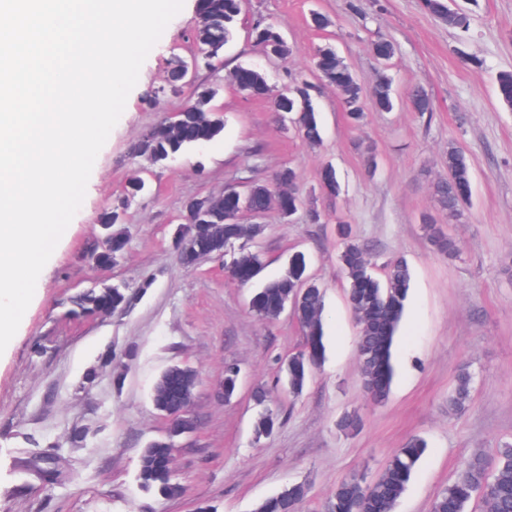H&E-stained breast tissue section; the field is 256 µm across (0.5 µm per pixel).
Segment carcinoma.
Here are the masks:
<instances>
[{
    "instance_id": "carcinoma-1",
    "label": "carcinoma",
    "mask_w": 512,
    "mask_h": 512,
    "mask_svg": "<svg viewBox=\"0 0 512 512\" xmlns=\"http://www.w3.org/2000/svg\"><path fill=\"white\" fill-rule=\"evenodd\" d=\"M243 0H198V24L191 34L195 50L206 60L201 66L212 72L222 68L224 48L236 35V23L242 11ZM426 11L448 27L466 32L471 25L469 12L453 6V0H424ZM251 38L255 46L266 54H275L286 60L293 50L280 39L277 28L259 18L254 21ZM370 53L379 61L388 62L396 52L395 44L381 36L369 45ZM313 68L323 81L336 88L345 116L350 125L359 128L366 118V104L378 112L394 110L392 78L382 73L372 86H367L338 55L331 46L316 48L312 57ZM186 85V78L174 58L163 83L154 91L155 95L166 94ZM239 90L257 96L267 93L270 109L275 114H291V122L297 135L309 145L322 139L313 103V86L305 80H295L283 90L273 91L265 77L251 69V81ZM497 98L501 105L512 109V71L503 70L496 77ZM209 95L207 88L198 86L181 109L179 123L157 124L162 135L150 128L131 145L133 158L159 165L170 157L185 152L202 141L218 138L224 123L206 103L200 99ZM411 110L420 115H430L433 103L428 92L415 85L407 92ZM445 174L432 183L433 195L443 210L448 211V222H459L465 216L471 199V165L466 154L455 145L448 146L444 161ZM296 171L284 167L276 172L269 184L253 186L252 208L266 207L268 195L277 190L285 206L295 213L301 209L303 200L297 189ZM320 183L323 190L339 192L340 184L336 170L326 166L322 169ZM145 188V182L133 180L117 207L99 217L105 226L106 236L102 247L94 258L107 264L120 256L128 244L122 231H112L110 215H119ZM238 202L231 195L224 196V217L213 224H194L191 233L197 240L201 254L211 256L224 254L230 257L226 264L228 274L237 282L248 285L255 282L262 270L258 254L246 247L248 241L261 232L258 224H238ZM423 229L433 249L453 262L460 256L459 240L447 232L430 216L423 217ZM337 234L343 241L339 256L340 266L349 284L348 303L358 322V351L360 356V379L368 397L382 404L389 396L395 376V342L409 296L411 271L402 258H394L387 264L385 279L372 272L370 250L353 232L351 225L338 224ZM307 259L302 253L294 255L285 271L276 279L262 283L255 289L250 300V310L263 320H274L282 307L291 302L296 307V319L305 336L304 349L288 358L285 377L288 389L300 395L312 372L325 355L323 341L324 301L321 288L307 280ZM112 295V311L130 306L132 295L125 285H110L89 288L70 298L69 313L75 316L99 314L100 298ZM471 374L460 369L456 387L448 398V411L459 413L466 409L470 397ZM180 385V376L175 368L168 367L156 381L152 393L155 410L164 415L178 408L179 398L175 389ZM224 398H231L238 387V375L234 366L224 367L221 382ZM259 406L255 421L256 439L270 435L279 421V413L266 403V392L260 388L255 393ZM363 419L356 412L344 414L337 422L340 431L355 434L362 429ZM427 442L414 436L404 447L398 449L386 463L382 475L375 481L366 482L363 475L354 473L336 485L324 504V512H394L397 500L411 481L417 464L423 457ZM174 450L171 439L150 442L143 448L138 469L140 486L147 491H156L165 496L181 493L174 482L171 461ZM309 486L305 482L292 483L278 494L260 501L255 512H303L308 498ZM475 496L482 499L486 512H512V445L497 450V463L488 470L481 454L474 455L464 466L454 483L448 486L434 501L432 512H465L466 504Z\"/></svg>"
}]
</instances>
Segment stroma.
<instances>
[{
    "label": "stroma",
    "mask_w": 512,
    "mask_h": 512,
    "mask_svg": "<svg viewBox=\"0 0 512 512\" xmlns=\"http://www.w3.org/2000/svg\"><path fill=\"white\" fill-rule=\"evenodd\" d=\"M349 0H244L234 40L219 73L199 69L196 82L213 87L212 105L224 116L213 141L153 166L130 157L144 130L185 104L188 93L152 99L173 56H189L197 0H184L143 63L125 109L94 163L83 203L42 270L19 328L0 354V512H254L258 502L289 483L308 481L304 512H321L338 483L359 473L376 479L407 440L428 448L396 512H431L436 496L455 481L473 454L493 456L512 443V111L496 96V75L512 70V0H470L466 35L433 19L423 0H359L372 20L361 25ZM319 10L332 21L317 31L307 19ZM281 28L294 54L280 63L248 38L257 18ZM391 38L388 68L400 101L392 112L368 110L362 130L346 122L333 87L310 69L313 50L332 44L354 73L372 83L381 68L368 43ZM249 65L280 90L303 77L316 85L322 140L309 146L283 128L267 99L240 93L229 73ZM425 87L433 112L423 117L404 103L408 89ZM472 161L473 195L467 218L449 224L431 184L449 145ZM378 169L368 174L364 147ZM333 165L338 194L325 193L320 172ZM294 167L308 209L285 222L277 209L260 216L251 244L264 259L263 279L277 278L297 251L325 292V358L300 396L281 381L283 359L303 349L297 320L258 319L249 309L252 286L233 281L225 258L183 265L174 247L184 203L222 194L230 186L264 183ZM147 191L124 211L129 236L123 256L95 266L102 243L101 213L112 208L132 177ZM449 224L462 243L455 262L431 249L423 213ZM352 225L369 246L376 274L405 258L412 271L396 343V374L388 400L373 403L358 367V326L346 299L338 260L337 224ZM129 285L131 306L107 316L67 315L66 300L91 285ZM199 373L191 415L194 430L178 441L175 479L182 495L144 491L137 479L142 448L164 435L167 423L151 393L172 364ZM240 370L232 399L218 397L225 364ZM472 375L471 401L448 414L460 369ZM264 388L281 417L270 436L255 439L254 393ZM364 426L353 435L336 427L347 411ZM85 431L83 442L72 439ZM55 453L65 472L45 495L39 452Z\"/></svg>",
    "instance_id": "35a3bbf8"
}]
</instances>
